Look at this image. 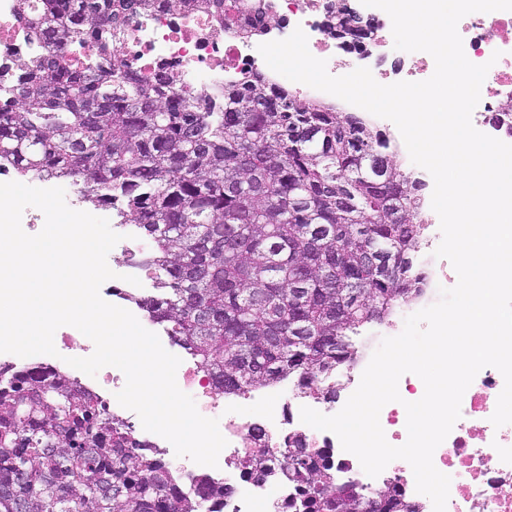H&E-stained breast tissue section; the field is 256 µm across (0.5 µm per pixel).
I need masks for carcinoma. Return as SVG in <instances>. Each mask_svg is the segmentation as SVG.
<instances>
[{
  "mask_svg": "<svg viewBox=\"0 0 512 512\" xmlns=\"http://www.w3.org/2000/svg\"><path fill=\"white\" fill-rule=\"evenodd\" d=\"M151 0H45L24 18L44 46L82 44ZM330 34L367 38L344 9ZM0 81V164L21 177L81 186L150 239L140 299L218 394L274 387L335 393L321 375L358 359V331L419 293L421 179L355 112L295 99L244 76L224 105L188 100L178 77L151 83L125 65H63L54 53ZM381 274L351 296L371 264ZM275 452L251 448L248 476ZM289 512H356L357 483H339L301 444L284 453ZM227 487L187 485L132 427L64 372L0 375V512H214ZM389 487L373 512H402Z\"/></svg>",
  "mask_w": 512,
  "mask_h": 512,
  "instance_id": "carcinoma-1",
  "label": "carcinoma"
}]
</instances>
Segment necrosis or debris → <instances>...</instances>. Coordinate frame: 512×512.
<instances>
[{
  "label": "necrosis or debris",
  "mask_w": 512,
  "mask_h": 512,
  "mask_svg": "<svg viewBox=\"0 0 512 512\" xmlns=\"http://www.w3.org/2000/svg\"><path fill=\"white\" fill-rule=\"evenodd\" d=\"M337 2L263 0L262 14L269 24L263 35L256 36L252 29L257 25L258 13L252 11L251 0H224L218 8L212 0H184L177 8L169 0H153L148 9L126 17L120 30L112 34L111 48L142 80L152 81L162 70L177 73L186 97L191 100L222 97L225 83L238 80L245 73L264 78L272 86L287 88L290 94L316 98L319 90L273 71L257 47L287 38L299 28L308 38L310 53L326 60L328 71H335L340 44L328 33L326 23ZM38 3L39 0H0L1 79L14 78L20 58L39 49L20 22L22 15L36 12ZM458 32L469 61L490 66L472 122L479 131L512 144V112L504 109L507 101H512V11L469 14L460 20ZM434 68L432 56L420 52L393 64L378 58L372 74L376 81L386 84L416 82ZM440 242L439 225L427 224L421 250L416 255V266L423 278L421 291L411 307L397 309V316H407L436 303L440 282L456 285L458 276L451 263L435 255ZM54 344L57 353L48 357L21 358L0 353V368L13 372L35 368L49 374L65 368L66 358L86 357L94 351L93 344L71 326L56 331ZM75 377L110 404L113 415L126 416V408L115 402L116 393L126 382L121 370L105 367L97 376L79 371ZM176 382L194 399L200 414L218 419L219 430L227 441L217 467L198 465L185 457L178 462V470L185 479L205 476L229 486L221 512H253L260 502L270 512H281L294 492L281 465H273L271 473L263 477L246 476L240 471L238 460L245 449L254 447V434L259 429L264 432L266 447L276 453L285 452L295 439H302L306 447L328 457L337 476L359 483L372 494L398 486L409 512H433L431 500L416 491L414 475L406 461H393L379 476L369 477L357 457L343 451L334 433L302 422V406L332 415L345 405L344 396L314 397L307 401L285 384L267 392L249 390L224 396L213 390L208 378L192 363L180 364ZM503 385V377L496 368H483L463 396L461 418L434 452L435 467L451 478L446 512H472L477 504L483 512H512V424L497 428L490 421ZM398 390L401 402L388 403L380 413L386 439L395 446L403 445L408 437L401 419L402 403L419 400L424 384L408 373L400 378Z\"/></svg>",
  "instance_id": "necrosis-or-debris-1"
}]
</instances>
